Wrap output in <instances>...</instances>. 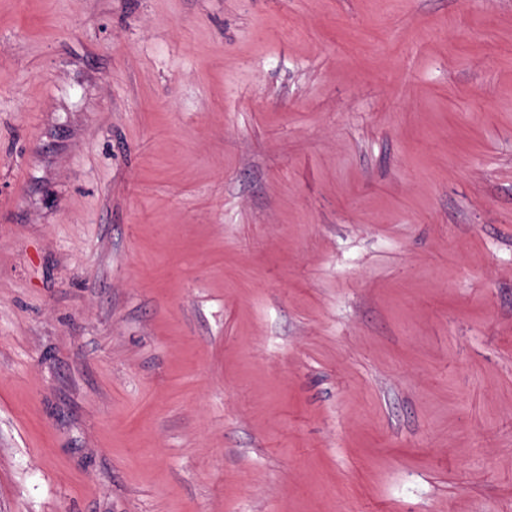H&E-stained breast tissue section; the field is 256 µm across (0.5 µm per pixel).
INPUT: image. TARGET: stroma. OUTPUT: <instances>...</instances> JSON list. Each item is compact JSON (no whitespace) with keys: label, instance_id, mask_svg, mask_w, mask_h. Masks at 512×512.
<instances>
[{"label":"stroma","instance_id":"1","mask_svg":"<svg viewBox=\"0 0 512 512\" xmlns=\"http://www.w3.org/2000/svg\"><path fill=\"white\" fill-rule=\"evenodd\" d=\"M0 512H512V0H0Z\"/></svg>","mask_w":512,"mask_h":512}]
</instances>
